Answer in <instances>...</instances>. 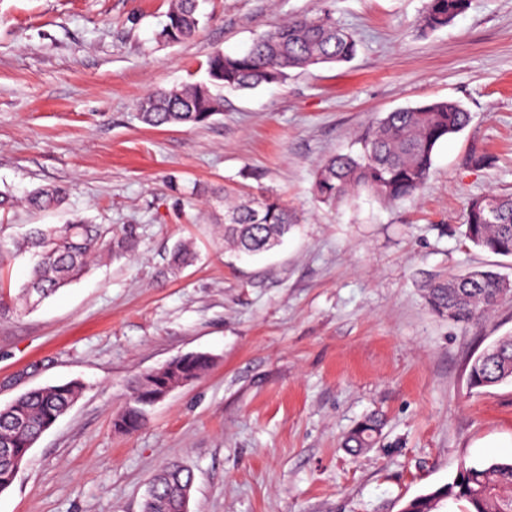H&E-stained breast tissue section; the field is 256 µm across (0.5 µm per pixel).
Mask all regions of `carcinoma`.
Wrapping results in <instances>:
<instances>
[{
    "label": "carcinoma",
    "instance_id": "cac0c4a2",
    "mask_svg": "<svg viewBox=\"0 0 512 512\" xmlns=\"http://www.w3.org/2000/svg\"><path fill=\"white\" fill-rule=\"evenodd\" d=\"M468 7V0H427L421 26L434 31L451 24ZM200 24V0H170L159 36L168 43L190 38ZM354 35L338 25L331 10L297 16L260 35L240 54L214 52L207 61L204 81L162 89L144 96L140 120L151 126L200 125L223 111L224 100L212 88L251 90L284 82L289 71L326 63L347 62L355 55ZM470 113L457 101L433 100L400 108L373 122L359 139L356 152L338 153L318 168L314 190L319 201L334 203L355 190H367L387 202L415 195L426 183L439 144L462 131ZM65 189L51 186L26 197L33 209L60 205ZM294 217L283 200L269 192L239 199L224 190V242L239 253L256 255L277 246ZM465 236L476 247L512 256V192H491L471 198L465 208ZM99 224L76 218L63 226H35L17 243L34 263L18 298L35 305L80 278L92 257L102 252H127L132 244L120 239L105 244ZM195 253L186 243L168 257L171 270L190 265ZM430 309L451 322L468 324L481 319L512 292V283L491 270L440 274L423 285ZM211 366L204 353L176 357L129 384L124 410L114 419L122 433L139 430L155 395L203 375ZM512 381V336L503 337L472 362L469 385L482 388ZM77 382L50 385L25 392L0 407V494L13 484L42 432L75 402ZM376 417L360 423L345 438L347 448H368L381 435ZM194 473L168 464L151 478V493L141 512H178L183 492L192 489ZM460 505V512H512V459L466 466L453 482L405 502L403 512H436L444 501Z\"/></svg>",
    "mask_w": 512,
    "mask_h": 512
}]
</instances>
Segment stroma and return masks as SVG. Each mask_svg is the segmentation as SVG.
I'll return each instance as SVG.
<instances>
[{"label": "stroma", "instance_id": "35a3bbf8", "mask_svg": "<svg viewBox=\"0 0 512 512\" xmlns=\"http://www.w3.org/2000/svg\"><path fill=\"white\" fill-rule=\"evenodd\" d=\"M427 0H204L201 29L158 37L168 0H0V190L60 185L64 204L0 211V292L15 297L29 225L77 217L128 236L33 309L0 316V406L80 381L75 405L38 440L0 512H141L150 476L177 463L190 512H400L462 464L512 457V384L473 389L471 361L512 335V300L463 325L434 314L422 284L512 257L464 238L469 198L512 192V0H469L452 25L419 26ZM332 4L357 40L345 64L279 85L225 91L197 126L154 128L137 103L201 81L216 50L237 54L295 15ZM450 99L470 124L441 143L425 186L387 203L314 196L330 155L395 109ZM487 155L474 168L470 156ZM279 195L297 222L274 250L224 248L225 186ZM199 258L173 273L169 252ZM189 352L206 375L113 427L136 376ZM378 415L360 453L344 435Z\"/></svg>", "mask_w": 512, "mask_h": 512}]
</instances>
